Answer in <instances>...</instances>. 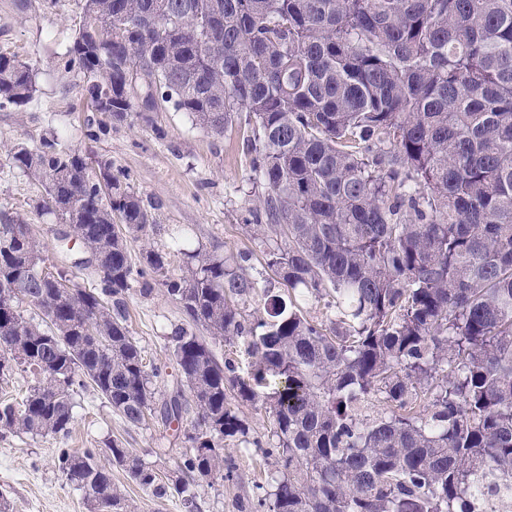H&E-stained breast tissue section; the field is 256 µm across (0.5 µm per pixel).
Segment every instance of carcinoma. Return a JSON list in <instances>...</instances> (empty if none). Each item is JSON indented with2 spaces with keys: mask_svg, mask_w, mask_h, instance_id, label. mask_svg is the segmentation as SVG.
Here are the masks:
<instances>
[{
  "mask_svg": "<svg viewBox=\"0 0 512 512\" xmlns=\"http://www.w3.org/2000/svg\"><path fill=\"white\" fill-rule=\"evenodd\" d=\"M65 68L113 122L143 96L244 130L265 218L246 229L275 243L288 297L243 273L245 254L188 248L186 230L134 269L128 239L160 203L55 132L17 143L9 163L84 240L96 287L40 278L30 225L0 215V383L19 365L41 375L0 400V437L67 435L87 387L134 426L187 419L175 476L108 449L153 497L192 505L191 480L234 476L224 440L248 427L232 403H259L271 437L252 444L272 469L239 512H486L481 491L512 484V0H82ZM34 94L31 65L0 55V107ZM135 275L242 343L249 370L178 326L180 382L156 403L160 371L128 327ZM312 297L320 318L303 312ZM58 467L88 512H131L93 449H60Z\"/></svg>",
  "mask_w": 512,
  "mask_h": 512,
  "instance_id": "carcinoma-1",
  "label": "carcinoma"
}]
</instances>
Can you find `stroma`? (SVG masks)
<instances>
[{"label": "stroma", "mask_w": 512, "mask_h": 512, "mask_svg": "<svg viewBox=\"0 0 512 512\" xmlns=\"http://www.w3.org/2000/svg\"><path fill=\"white\" fill-rule=\"evenodd\" d=\"M79 4L80 0H0V54L28 62L36 73L33 101L0 109V212L23 215L48 261L66 264L83 285L95 283L88 253L80 243L61 240L57 220L35 210L41 186L10 169L4 150L16 142L36 145L43 135L59 131L70 148L110 159L113 170L126 174L131 190L160 202L155 228L143 241L129 245L133 262H140L143 245L168 247L173 234L187 228L192 247L218 256L228 249L250 252L245 272L262 276L275 292H282L266 265L265 244L244 228L259 205V191L239 127L215 136L195 125L188 114L161 105L144 118L113 125L98 140L86 137L87 125L97 123L100 115L83 96L82 75L62 64L73 41ZM128 311L129 330L144 358L165 369L154 381L155 392L167 394L178 374L168 338L186 318L160 286L147 296L131 290ZM75 400L68 435L0 438V498L6 501L7 512H88L82 492L58 470L57 456L63 448L96 449L98 463L111 468L113 483L136 512H238L239 502L255 495L256 484L263 482L269 468L261 450L245 451L239 441L228 440L224 453L236 463V480H198L191 488L196 503L192 509L175 493L154 499L113 465L108 445L120 440L134 456L168 476L187 452L174 428L155 416L129 426L106 399L89 389Z\"/></svg>", "instance_id": "1"}]
</instances>
